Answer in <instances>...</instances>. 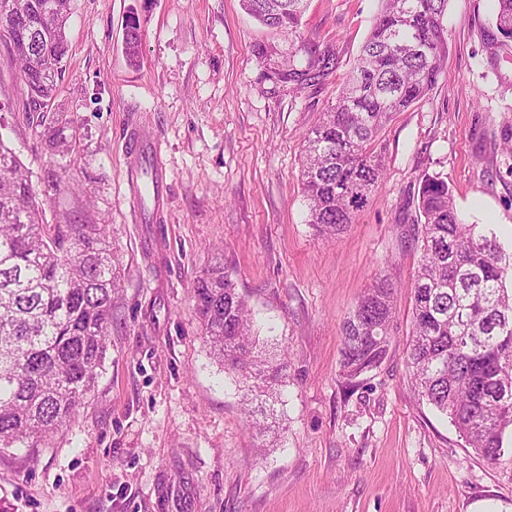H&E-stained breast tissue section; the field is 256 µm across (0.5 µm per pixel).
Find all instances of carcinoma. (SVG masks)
<instances>
[{"instance_id":"1","label":"carcinoma","mask_w":512,"mask_h":512,"mask_svg":"<svg viewBox=\"0 0 512 512\" xmlns=\"http://www.w3.org/2000/svg\"><path fill=\"white\" fill-rule=\"evenodd\" d=\"M495 25L512 40V0H496ZM374 25L336 104L308 135L301 180L310 223L336 235L369 204L383 180L372 152L386 124L422 100L447 56L448 0H380ZM263 26L300 38L307 0H242ZM70 0H0L3 39L30 100V123L50 155L42 189L0 140V450L34 448L75 415L95 387L106 355L122 261L109 225L95 219L100 188L65 180L71 166L96 162L88 128L60 112L57 81L68 55ZM139 23L126 24L125 54L139 57ZM334 58L317 50L270 70L273 82L302 86L327 74ZM76 197V209L47 219L43 198ZM414 236L420 251L410 284V378L419 395L451 419L488 462L512 431V252L494 229L465 224L448 182L420 178ZM398 285L380 274L341 330L340 374L348 381L381 364L396 314ZM193 294L213 356L247 392L282 367L259 355L247 304L220 263L195 280Z\"/></svg>"}]
</instances>
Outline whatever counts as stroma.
Returning <instances> with one entry per match:
<instances>
[{
    "instance_id": "obj_1",
    "label": "stroma",
    "mask_w": 512,
    "mask_h": 512,
    "mask_svg": "<svg viewBox=\"0 0 512 512\" xmlns=\"http://www.w3.org/2000/svg\"><path fill=\"white\" fill-rule=\"evenodd\" d=\"M379 0H309L300 38L272 33L241 0H71L61 111L84 120L89 172L122 255L106 356L77 414L35 448L0 452V512H512V437L489 463L409 378L407 287L423 173L451 187L466 224L512 248V40L493 0H449L436 84L387 124L385 175L333 238L309 222L299 177L306 137L336 102ZM136 17L138 63L124 52ZM281 54L259 58L264 43ZM311 44L336 66L289 89L268 80ZM26 88L0 45V139L33 176L47 157ZM156 135L164 202L138 222L123 153ZM223 262L282 363L269 434L248 426L235 373L206 343L193 281ZM401 283L382 363L339 374L341 324L376 273Z\"/></svg>"
}]
</instances>
